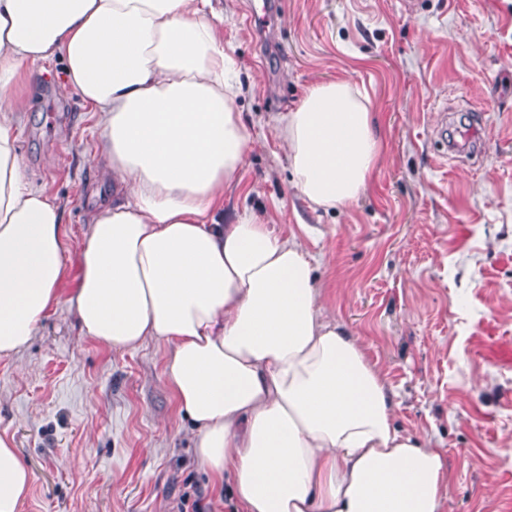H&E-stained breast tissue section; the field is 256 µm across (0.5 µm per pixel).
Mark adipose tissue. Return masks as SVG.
<instances>
[{"mask_svg":"<svg viewBox=\"0 0 512 512\" xmlns=\"http://www.w3.org/2000/svg\"><path fill=\"white\" fill-rule=\"evenodd\" d=\"M210 0H0V357L59 305L117 350L167 346L164 377L198 463L231 481L234 512H443L448 468L395 421L396 394L361 337L320 305L315 259L254 211L225 214L248 146L240 87ZM63 65L89 106L94 189L68 282L65 208L27 174L20 69ZM292 185L336 209L382 153L369 99L309 88L280 115ZM31 476L0 435V512Z\"/></svg>","mask_w":512,"mask_h":512,"instance_id":"1","label":"adipose tissue"}]
</instances>
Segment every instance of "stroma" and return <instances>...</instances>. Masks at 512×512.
Returning <instances> with one entry per match:
<instances>
[{
  "label": "stroma",
  "mask_w": 512,
  "mask_h": 512,
  "mask_svg": "<svg viewBox=\"0 0 512 512\" xmlns=\"http://www.w3.org/2000/svg\"><path fill=\"white\" fill-rule=\"evenodd\" d=\"M407 2L222 0L248 135L224 208L283 233L318 227L303 243L321 304L362 336L399 426L442 449L444 512H512V361L494 355L512 343V0ZM62 77L54 60L20 79L31 107L19 136L35 184L66 207L72 282L101 180L93 114ZM336 80L369 98L383 155L358 201L325 212L293 187L276 118ZM164 361L152 339L102 347L64 305L0 358V434L32 474L20 512H177L186 492L201 512H229Z\"/></svg>",
  "instance_id": "obj_1"
}]
</instances>
